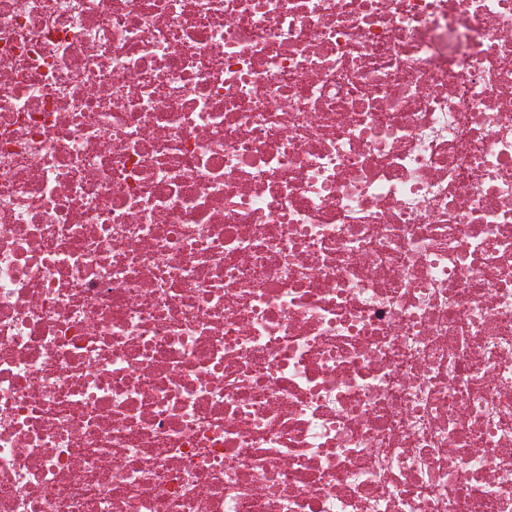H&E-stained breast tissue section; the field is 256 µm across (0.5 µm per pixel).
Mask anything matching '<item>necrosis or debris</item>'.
<instances>
[{
  "mask_svg": "<svg viewBox=\"0 0 512 512\" xmlns=\"http://www.w3.org/2000/svg\"><path fill=\"white\" fill-rule=\"evenodd\" d=\"M0 512H512V0H0Z\"/></svg>",
  "mask_w": 512,
  "mask_h": 512,
  "instance_id": "necrosis-or-debris-1",
  "label": "necrosis or debris"
}]
</instances>
